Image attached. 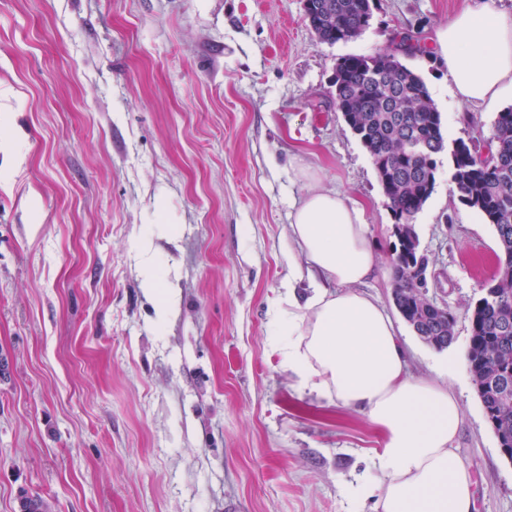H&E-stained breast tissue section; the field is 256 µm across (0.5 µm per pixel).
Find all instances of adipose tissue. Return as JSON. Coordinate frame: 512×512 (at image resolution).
Returning <instances> with one entry per match:
<instances>
[{
	"instance_id": "adipose-tissue-1",
	"label": "adipose tissue",
	"mask_w": 512,
	"mask_h": 512,
	"mask_svg": "<svg viewBox=\"0 0 512 512\" xmlns=\"http://www.w3.org/2000/svg\"><path fill=\"white\" fill-rule=\"evenodd\" d=\"M460 106L512 95V14L495 0L439 29ZM290 232L305 260L306 291L283 284L271 318L273 346L300 386L364 414L382 435L370 466L381 480L345 484L373 512H473V479L455 444L463 410L445 384L410 375L393 318L361 287L379 267L363 211L347 196L313 189L292 204Z\"/></svg>"
}]
</instances>
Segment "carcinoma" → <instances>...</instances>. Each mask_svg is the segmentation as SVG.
I'll return each mask as SVG.
<instances>
[{"label": "carcinoma", "mask_w": 512, "mask_h": 512, "mask_svg": "<svg viewBox=\"0 0 512 512\" xmlns=\"http://www.w3.org/2000/svg\"><path fill=\"white\" fill-rule=\"evenodd\" d=\"M309 27L324 44L359 38L372 19V0H311ZM336 111L366 149L395 219L393 296L414 332L448 346L456 319L426 302L428 259L419 252L413 220L434 192L438 157L448 153L453 192L494 225L497 271L470 317L469 374L501 445L512 448V108L495 116L490 157L463 139L448 146L441 113L424 78L394 55H345L333 74Z\"/></svg>", "instance_id": "obj_1"}]
</instances>
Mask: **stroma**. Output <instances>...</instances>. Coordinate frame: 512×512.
Here are the masks:
<instances>
[{"label":"stroma","mask_w":512,"mask_h":512,"mask_svg":"<svg viewBox=\"0 0 512 512\" xmlns=\"http://www.w3.org/2000/svg\"><path fill=\"white\" fill-rule=\"evenodd\" d=\"M483 0H374L348 43L319 42L303 0H0V512H350L380 432L299 389L269 341L302 257L293 200L355 201L389 314L397 239L366 149L334 104L338 58L409 32L449 139L488 141L496 111H456L437 30ZM428 298L456 318L444 349L406 322L410 373L464 412L457 454L475 512H512L465 352L495 270L493 225L440 157L414 219ZM174 300L161 310L144 273Z\"/></svg>","instance_id":"obj_1"}]
</instances>
